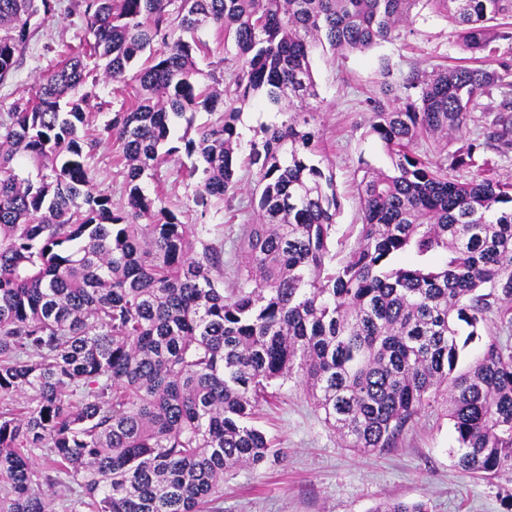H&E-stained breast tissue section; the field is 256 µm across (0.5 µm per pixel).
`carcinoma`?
<instances>
[{"label":"carcinoma","instance_id":"cac0c4a2","mask_svg":"<svg viewBox=\"0 0 512 512\" xmlns=\"http://www.w3.org/2000/svg\"><path fill=\"white\" fill-rule=\"evenodd\" d=\"M416 2L71 0L107 78L123 84L143 63L135 99L92 138L80 52L0 113V512H50L44 483L87 512H222L224 474L277 454L254 420L268 387L292 379L359 454L396 447L442 396L455 467L512 484V183L478 137L447 152L473 127L512 149V65L485 67L492 44L512 41V0H432L470 57L398 82L382 62L369 133L392 168L364 171L356 242L332 252L340 201L319 160L313 55L393 40ZM59 3L0 0L1 84ZM205 28L234 45L222 93L196 67ZM252 102L280 120L244 160L255 219L240 225L226 285L224 239L196 251L199 225L142 181L183 150L203 164L190 172L197 205L233 199L237 122ZM200 108L222 113L168 145L172 118ZM431 140L434 160L419 151ZM112 141L118 207L90 166ZM404 254L414 262L397 264ZM476 338L480 356L458 368ZM38 451L52 473L35 470ZM371 512L428 510L387 500Z\"/></svg>","mask_w":512,"mask_h":512}]
</instances>
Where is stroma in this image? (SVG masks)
I'll return each mask as SVG.
<instances>
[{
  "label": "stroma",
  "instance_id": "stroma-1",
  "mask_svg": "<svg viewBox=\"0 0 512 512\" xmlns=\"http://www.w3.org/2000/svg\"><path fill=\"white\" fill-rule=\"evenodd\" d=\"M88 24L57 10L37 29L23 61L7 83L0 84V108L29 97L36 81L57 66L63 46L79 49L89 41ZM453 27L429 0H418L409 23L393 41L360 54L338 56L316 52L312 72L323 107L320 118L324 164L333 170L340 196L338 234L354 244L360 222L354 177L361 163L377 169L392 166L381 143L368 133L365 100L375 94L379 65L388 60L394 76L412 69L431 71L464 58ZM88 81L94 96L86 106L92 129H100L130 99L132 85L112 83L103 63L89 60ZM116 145H101L90 165L97 189L125 202L123 167ZM190 158L180 153L145 180L147 194H159L164 205L186 224H204L211 235L235 238L252 213L250 188L232 201H212L208 209L194 202L196 181L186 175ZM273 406L263 407L259 426L281 450L259 470L243 468L224 479V512H371L383 500L425 502L429 512H507L512 484L489 481L459 471L452 451L453 428L443 406L422 412L404 432L397 448L365 456L341 448L295 382H274Z\"/></svg>",
  "mask_w": 512,
  "mask_h": 512
}]
</instances>
